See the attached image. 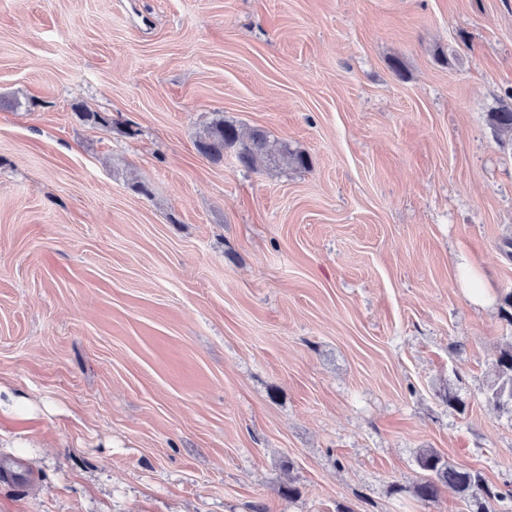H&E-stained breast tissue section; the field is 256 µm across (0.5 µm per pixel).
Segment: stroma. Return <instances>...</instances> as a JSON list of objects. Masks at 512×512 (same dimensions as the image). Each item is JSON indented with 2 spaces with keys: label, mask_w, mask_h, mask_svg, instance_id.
I'll return each instance as SVG.
<instances>
[{
  "label": "stroma",
  "mask_w": 512,
  "mask_h": 512,
  "mask_svg": "<svg viewBox=\"0 0 512 512\" xmlns=\"http://www.w3.org/2000/svg\"><path fill=\"white\" fill-rule=\"evenodd\" d=\"M511 89L512 0H0V512H465L422 448L512 489ZM507 98L510 102L503 100L495 112H490V122L499 140L508 139L512 142V92L507 94ZM197 150L214 163L224 160V150L233 148L238 161L244 166H254L258 161L273 167L304 168L309 159L302 152L292 151L286 144L269 140L262 130H254L244 139L237 126L226 123L224 118L211 121L197 141ZM494 367V379L487 387L485 401L496 411H512V341L499 348Z\"/></svg>",
  "instance_id": "35a3bbf8"
}]
</instances>
